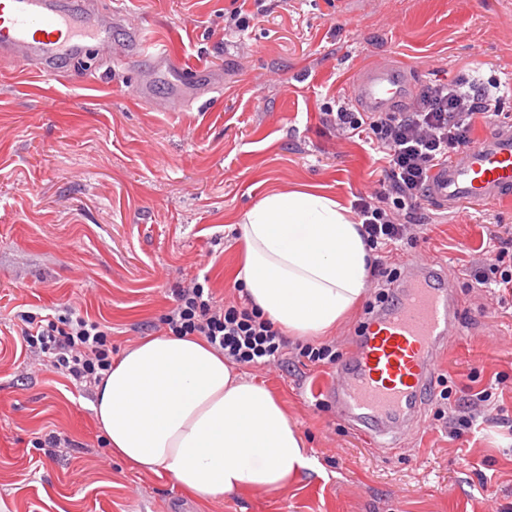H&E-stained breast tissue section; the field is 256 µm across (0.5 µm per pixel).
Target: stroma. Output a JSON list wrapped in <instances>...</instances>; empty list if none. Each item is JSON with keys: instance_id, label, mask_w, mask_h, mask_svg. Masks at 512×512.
I'll use <instances>...</instances> for the list:
<instances>
[{"instance_id": "stroma-1", "label": "stroma", "mask_w": 512, "mask_h": 512, "mask_svg": "<svg viewBox=\"0 0 512 512\" xmlns=\"http://www.w3.org/2000/svg\"><path fill=\"white\" fill-rule=\"evenodd\" d=\"M150 34L188 65L222 71V101L165 112L167 72L139 55L93 51L70 81L21 79L0 62V512H512V436L494 424L451 440L435 421L457 397L494 384L512 416V307L492 309L468 271L512 199L448 212L404 254L446 261L463 302L426 393L425 427L397 450L336 413L329 365L243 366L278 396L315 468L287 491L204 500L139 472L100 447L93 392L26 368L21 311L69 305L105 324L113 356L163 335L160 319L185 278L234 294L238 215L269 187H322L344 205L380 175L358 139H337L324 108L372 63L408 66L414 84L464 69L512 85V0H127ZM251 18L241 34L226 17ZM154 79V102L134 93ZM75 440L55 458L35 438Z\"/></svg>"}]
</instances>
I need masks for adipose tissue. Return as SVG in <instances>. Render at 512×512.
Returning <instances> with one entry per match:
<instances>
[{
  "instance_id": "ef3b65f1",
  "label": "adipose tissue",
  "mask_w": 512,
  "mask_h": 512,
  "mask_svg": "<svg viewBox=\"0 0 512 512\" xmlns=\"http://www.w3.org/2000/svg\"><path fill=\"white\" fill-rule=\"evenodd\" d=\"M235 227V279L278 326L327 335L364 296L370 250L350 209L317 188L271 189ZM92 409L113 455L202 498L282 492L312 464L284 403L196 336L127 349Z\"/></svg>"
}]
</instances>
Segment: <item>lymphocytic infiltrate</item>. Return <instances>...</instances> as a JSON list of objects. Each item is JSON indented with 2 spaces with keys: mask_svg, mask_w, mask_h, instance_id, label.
I'll list each match as a JSON object with an SVG mask.
<instances>
[{
  "mask_svg": "<svg viewBox=\"0 0 512 512\" xmlns=\"http://www.w3.org/2000/svg\"><path fill=\"white\" fill-rule=\"evenodd\" d=\"M497 103L485 84L463 76L451 82H425L403 112H362L346 103L324 112V124L337 136L359 139L381 155L379 179L353 203L370 249L389 253L418 241L428 224L422 205L431 169L471 145L475 118L495 114ZM470 277L472 287L506 307L512 300L511 230L491 232L490 245L475 260ZM174 294L161 318L168 335L202 337L239 365L286 363V337L247 303L216 299L195 278ZM19 320L22 347L52 372L91 388L111 371L112 343L102 323L72 309L49 319L23 312Z\"/></svg>",
  "mask_w": 512,
  "mask_h": 512,
  "instance_id": "lymphocytic-infiltrate-1",
  "label": "lymphocytic infiltrate"
}]
</instances>
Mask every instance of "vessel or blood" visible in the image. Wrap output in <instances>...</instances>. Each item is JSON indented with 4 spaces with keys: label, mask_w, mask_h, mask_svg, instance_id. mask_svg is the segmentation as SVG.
<instances>
[{
    "label": "vessel or blood",
    "mask_w": 512,
    "mask_h": 512,
    "mask_svg": "<svg viewBox=\"0 0 512 512\" xmlns=\"http://www.w3.org/2000/svg\"><path fill=\"white\" fill-rule=\"evenodd\" d=\"M124 30L153 69L173 67L165 43L148 38L118 0L100 12L97 0H0V60L22 75L61 76L65 60L112 46ZM414 85L404 68L369 66L355 101L364 112H392L409 103ZM512 197V128L503 126L451 155L430 172L427 202L443 210L483 206ZM460 302L448 267L436 259H406L382 308L347 363L337 366L326 393L339 416L365 428L382 447L395 449L401 434L421 432L424 397L439 371L448 339L460 335Z\"/></svg>",
    "instance_id": "1"
}]
</instances>
